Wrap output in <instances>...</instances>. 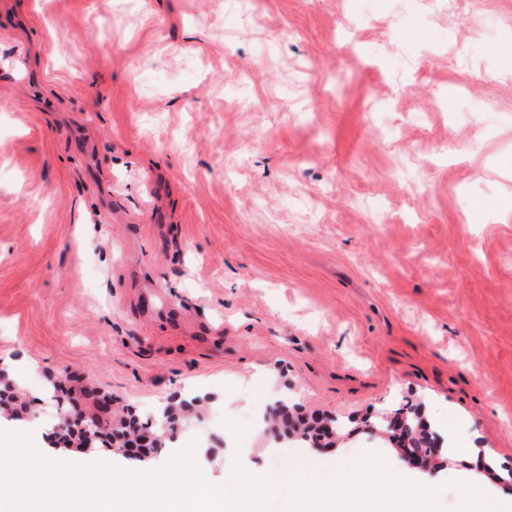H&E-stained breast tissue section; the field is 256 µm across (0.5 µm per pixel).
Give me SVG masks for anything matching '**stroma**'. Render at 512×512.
Segmentation results:
<instances>
[{"mask_svg": "<svg viewBox=\"0 0 512 512\" xmlns=\"http://www.w3.org/2000/svg\"><path fill=\"white\" fill-rule=\"evenodd\" d=\"M0 369L31 401L0 431L44 456L56 382L206 408L78 464L191 445L222 486L284 447L282 495L292 462L376 455L441 512L512 502V0H0ZM279 401L351 433L285 443ZM399 409L440 468L372 432ZM406 423L407 427L404 436L408 439V444L403 448H411L416 453H419L424 448V454H429L432 450L431 448L438 452L439 448L433 447L432 436L430 431H428L429 427L421 423V420L415 414H408L406 416ZM463 504V512H505L510 508L499 501L491 500L482 488L475 485L465 488Z\"/></svg>", "mask_w": 512, "mask_h": 512, "instance_id": "obj_1", "label": "stroma"}]
</instances>
